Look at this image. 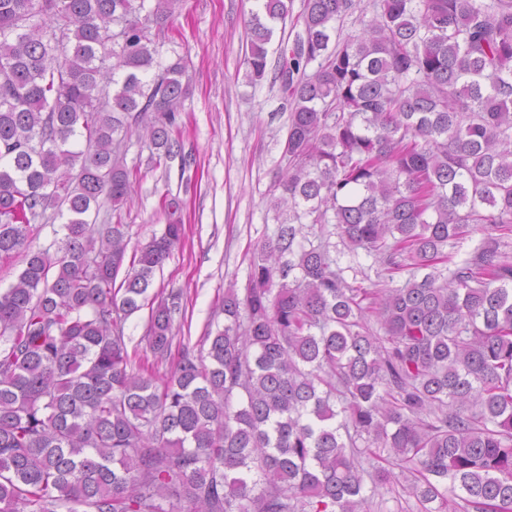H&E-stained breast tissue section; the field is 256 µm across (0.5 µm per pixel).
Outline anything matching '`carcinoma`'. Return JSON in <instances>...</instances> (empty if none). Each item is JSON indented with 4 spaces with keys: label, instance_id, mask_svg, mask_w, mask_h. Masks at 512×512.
<instances>
[{
    "label": "carcinoma",
    "instance_id": "cac0c4a2",
    "mask_svg": "<svg viewBox=\"0 0 512 512\" xmlns=\"http://www.w3.org/2000/svg\"><path fill=\"white\" fill-rule=\"evenodd\" d=\"M357 2L304 0L280 45V222L224 327L178 343L159 382L124 323L184 225L136 250L119 297L125 225L90 215L127 200L132 136L157 166L179 155L186 60L159 61L179 0H0V265L23 257L0 289V512H366L374 448L410 465L423 505L459 489L512 512V0H375L331 43ZM290 17L256 0L248 84ZM58 217L54 249H33ZM308 218L389 274L428 273L353 288L329 242L299 240ZM472 224L487 237L443 275ZM185 314L180 290L150 305L154 356ZM372 0H362L360 8L353 14L345 17L340 23H336V39L343 40L348 35L355 34L361 30L363 23H367L374 15Z\"/></svg>",
    "mask_w": 512,
    "mask_h": 512
}]
</instances>
